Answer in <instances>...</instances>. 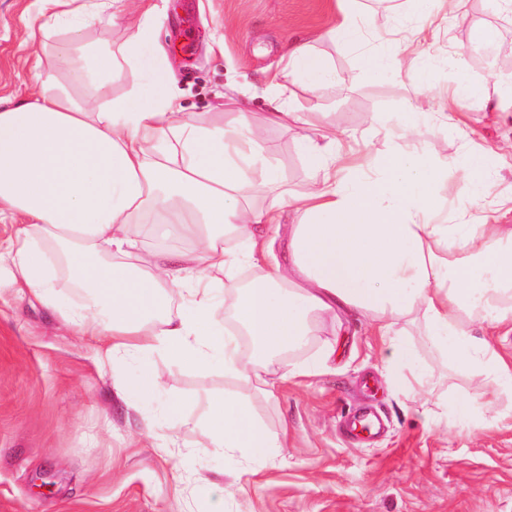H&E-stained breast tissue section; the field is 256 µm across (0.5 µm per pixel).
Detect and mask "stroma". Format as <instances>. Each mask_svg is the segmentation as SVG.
<instances>
[{
    "instance_id": "stroma-1",
    "label": "stroma",
    "mask_w": 512,
    "mask_h": 512,
    "mask_svg": "<svg viewBox=\"0 0 512 512\" xmlns=\"http://www.w3.org/2000/svg\"><path fill=\"white\" fill-rule=\"evenodd\" d=\"M163 60L186 112L205 113L225 125L237 118L261 127L260 155L281 180L251 196L262 207L281 191L303 192L309 170L299 147L300 129L269 122L272 102L290 96L321 106L339 130L368 142L397 136L414 91L409 82L378 81L361 70L366 54L388 52L377 34L354 46L318 40L333 0H147ZM41 0H0V97L19 102L36 89L33 48L26 23ZM136 14L116 24L91 22L78 36L49 39L48 59L67 78L73 48L119 49L134 32ZM496 29L498 51L512 57V20L469 0L465 20L448 21L420 49L419 62L433 86L446 87L449 53L467 55L469 75L489 69L472 51L476 29ZM182 39L188 50L172 53ZM315 42L330 56L335 78L321 93L301 85L281 88L272 78L288 47ZM421 141L438 167L460 149L458 136L425 120ZM432 392L390 390L385 366L391 350L360 315L316 319L303 349L284 353L301 362L328 345L336 355L318 375L279 381L268 396L225 377L222 369H178L157 355L152 364L166 394L127 408L86 337L11 284L0 268V512H512V395L481 426L451 422L449 392L480 396L482 388L438 367L422 325L406 327ZM230 393L248 400L272 433H286L285 448L255 463L245 452L225 456L206 446L197 421L198 401ZM178 410H171V403ZM362 405L385 421L375 438L345 436L340 422Z\"/></svg>"
}]
</instances>
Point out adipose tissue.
Instances as JSON below:
<instances>
[{
	"label": "adipose tissue",
	"instance_id": "1",
	"mask_svg": "<svg viewBox=\"0 0 512 512\" xmlns=\"http://www.w3.org/2000/svg\"><path fill=\"white\" fill-rule=\"evenodd\" d=\"M52 13L33 16L28 37L45 49L53 35L76 33L114 10L115 0H48ZM420 18V41L447 19L467 15L468 0H409ZM388 19L363 21L354 0L318 40L358 42L364 26L382 30ZM392 58H365L375 78H409L410 112L460 127L475 103L512 116V87L476 82L464 52L448 56L454 81L433 91L413 69L418 43H396ZM128 84L112 93L115 74ZM282 81L325 91L333 78L329 57L304 42L287 53ZM29 100L0 98V223L15 228L4 253L13 280L31 291L79 336L88 337L100 362L153 355L175 366L222 368L238 383L271 393L274 356L305 346L315 318L326 311L369 317L393 350L386 366L394 388L411 389L414 349L401 337L422 322L441 364L463 369L487 385L484 400L449 398L453 421L475 424L495 412L501 392L512 391V363L492 346L494 330L512 328V224L497 210L458 211L442 221L433 187L440 177L460 179L469 198L491 194L489 159L512 153V140L488 143L466 134L461 153L438 169L421 146L417 126L405 127L397 145L357 151L355 136L330 128L314 106L278 102L271 121L304 127L300 148L311 172L302 195L273 200L261 210L251 194L278 182L276 169L258 159V135L246 119L227 128L208 116L184 112L173 76L160 62L150 13L120 51L82 50L67 81L38 72ZM92 92L76 96L75 88ZM155 216L167 234L189 241L149 257L138 252L135 230ZM288 234V260H270L272 243ZM242 244L227 249L225 238ZM74 287L86 289L81 309L61 305L54 293V262ZM252 269V286L234 302L236 330L219 319L214 282ZM183 298L178 312L168 300ZM245 331L250 352L237 338ZM113 384L129 406L161 395L151 368ZM208 445L218 452L248 449L258 459L283 447L250 404L233 395L199 402Z\"/></svg>",
	"mask_w": 512,
	"mask_h": 512
}]
</instances>
